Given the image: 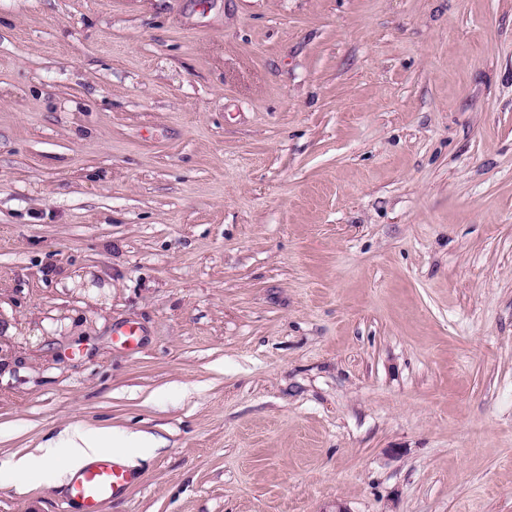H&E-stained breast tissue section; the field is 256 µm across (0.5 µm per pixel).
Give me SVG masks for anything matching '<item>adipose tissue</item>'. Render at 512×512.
Listing matches in <instances>:
<instances>
[{
	"mask_svg": "<svg viewBox=\"0 0 512 512\" xmlns=\"http://www.w3.org/2000/svg\"><path fill=\"white\" fill-rule=\"evenodd\" d=\"M107 454L121 458L125 450L106 433L90 434L80 427L71 426L61 433L58 441L45 447L42 457L24 456L16 459L12 467L23 473L51 462L59 476L70 477Z\"/></svg>",
	"mask_w": 512,
	"mask_h": 512,
	"instance_id": "obj_1",
	"label": "adipose tissue"
}]
</instances>
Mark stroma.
Here are the masks:
<instances>
[{"label":"stroma","mask_w":512,"mask_h":512,"mask_svg":"<svg viewBox=\"0 0 512 512\" xmlns=\"http://www.w3.org/2000/svg\"><path fill=\"white\" fill-rule=\"evenodd\" d=\"M0 317V512H512V0H0ZM124 448L113 440V435L112 438L103 432L91 435L78 426H70L58 441L41 448L44 450L41 457H20L12 463V468L23 473L53 462L59 477L71 478L103 456L77 473L69 484V499L77 506V512H101L106 501L121 495L132 483L130 472L112 459L127 458Z\"/></svg>","instance_id":"stroma-1"}]
</instances>
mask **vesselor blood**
I'll return each mask as SVG.
<instances>
[{
    "instance_id": "1",
    "label": "vessel or blood",
    "mask_w": 512,
    "mask_h": 512,
    "mask_svg": "<svg viewBox=\"0 0 512 512\" xmlns=\"http://www.w3.org/2000/svg\"><path fill=\"white\" fill-rule=\"evenodd\" d=\"M131 482L130 472L106 455L72 478L69 499L78 512H100L106 501L121 495Z\"/></svg>"
}]
</instances>
